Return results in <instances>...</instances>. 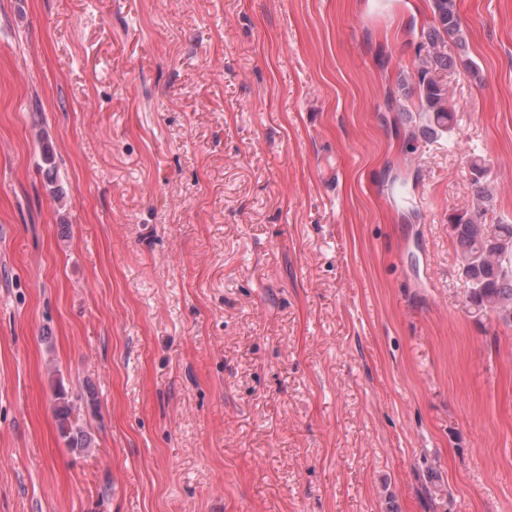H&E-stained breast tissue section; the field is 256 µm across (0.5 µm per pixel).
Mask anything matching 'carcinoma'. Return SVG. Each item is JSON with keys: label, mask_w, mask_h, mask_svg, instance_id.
<instances>
[{"label": "carcinoma", "mask_w": 512, "mask_h": 512, "mask_svg": "<svg viewBox=\"0 0 512 512\" xmlns=\"http://www.w3.org/2000/svg\"><path fill=\"white\" fill-rule=\"evenodd\" d=\"M432 23L425 35L422 47L425 55L418 68L417 81L404 83L401 90L418 95L419 109L427 120L425 131L431 135L450 131L453 112L448 101V90L427 78L432 69L448 67V54L440 49L446 36L454 37L459 49L466 48V37L457 14L456 0H431ZM44 160L47 164L46 178L54 185L53 195L64 197V190L57 185V168L49 147H44ZM473 187L481 202V213H457L451 217V229L458 246L461 275L466 279L468 302L477 313L491 312L501 322L512 325V224H494L487 229L479 223L487 211L490 194L481 185V179L473 182ZM56 415L62 436L72 448H85L88 445L86 431L71 423L73 404L65 390L57 394Z\"/></svg>", "instance_id": "1"}]
</instances>
